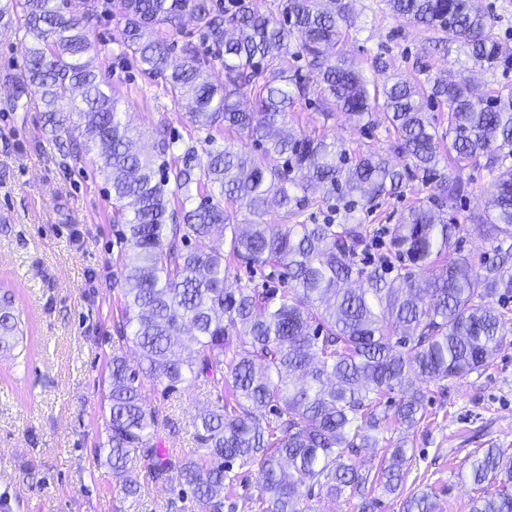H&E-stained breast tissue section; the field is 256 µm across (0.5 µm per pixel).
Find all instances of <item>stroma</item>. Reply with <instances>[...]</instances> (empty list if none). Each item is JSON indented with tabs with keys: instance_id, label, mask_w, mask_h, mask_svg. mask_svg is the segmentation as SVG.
<instances>
[{
	"instance_id": "35a3bbf8",
	"label": "stroma",
	"mask_w": 512,
	"mask_h": 512,
	"mask_svg": "<svg viewBox=\"0 0 512 512\" xmlns=\"http://www.w3.org/2000/svg\"><path fill=\"white\" fill-rule=\"evenodd\" d=\"M350 9L355 25L343 51L376 83L466 75L490 94L512 90V69L494 76L467 71L462 49L446 33L394 19L382 0H350ZM121 29L118 18L103 19L92 36V56L131 125L149 140L164 132L204 149L187 102L172 99L162 79L142 74L122 55ZM27 47L16 27L0 28V282L14 286L15 306L32 327L27 362L0 356V493H9L13 512H163L142 466L131 472L144 489L135 500L95 461L107 441L106 363L117 349L137 358L135 346L117 342L122 226L95 152L58 148L43 134L40 112L7 109L10 78L24 67ZM379 56L388 63L381 71ZM289 124L351 151L389 150L383 127L352 130L343 115L324 118L313 103H298ZM432 191L411 181L401 195L378 199L361 221L375 230L396 224L404 209ZM421 389L426 413L405 434V482L400 494L380 495L375 512H402L404 495L431 487L439 512H469L472 486L459 473L471 453L512 448V332L486 368L452 382L447 395L426 382ZM142 392L160 419L173 423L159 433L161 448L191 454L192 419L215 395L200 386L168 395L149 381Z\"/></svg>"
}]
</instances>
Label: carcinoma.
Returning a JSON list of instances; mask_svg holds the SVG:
<instances>
[{
	"mask_svg": "<svg viewBox=\"0 0 512 512\" xmlns=\"http://www.w3.org/2000/svg\"><path fill=\"white\" fill-rule=\"evenodd\" d=\"M399 20L435 27L484 71L512 67V50L495 18L472 0H385ZM278 14L256 0H7L0 25L20 21L31 39L26 65L12 78L9 107L43 112L51 141L79 137L99 148L112 188L121 240L123 315L118 340L140 349L137 365L120 352L109 367L106 464L125 495L141 464L164 495L165 512H224L251 469L262 475L257 512H311L312 492L357 500L375 512L380 488L398 491L410 457L384 437L392 425L424 419L421 378L445 391L455 379L487 366L504 343L512 311V92L490 97L462 77L454 81L400 78L382 87L350 58L326 49L348 36L354 18L346 0H280ZM123 22V54L160 74L172 98L192 100L191 126L206 133V159L196 146L167 135L141 152L119 100L104 89L93 59L91 30L105 17ZM194 19L204 53L154 39L155 26L179 28ZM224 65V84L208 80V59ZM307 74H290V60ZM254 87L255 106L238 98ZM315 100L323 115L342 112L360 130L384 125L398 168L379 152H355L326 136L285 128L299 100ZM448 105L439 130L425 103ZM232 129L260 147L256 158L213 132ZM180 154H175V151ZM482 169L491 178L483 211L463 226L444 217L469 194L470 181L439 169ZM421 173L433 195L408 207L387 228L397 263L367 272L356 266L368 227L356 217L380 198L404 191ZM180 206L174 223L171 202ZM325 204L336 217L300 221ZM289 224L264 217L272 206ZM254 220L243 226L239 216ZM485 237L494 258L475 270L461 254L460 233ZM229 241V250L220 243ZM270 269L284 288L225 287L233 263ZM362 280L356 290L340 284ZM26 348V320L15 312L13 288L0 285V348ZM167 391L197 383L217 403L192 419L197 450L185 458L161 454L156 410L142 395L143 379ZM397 391L399 402L384 404ZM385 442L377 465L352 462L360 448ZM476 497L470 512H512V448L475 450L466 473ZM494 486L493 492L487 485ZM437 494L415 493L403 512H436Z\"/></svg>",
	"mask_w": 512,
	"mask_h": 512,
	"instance_id": "cac0c4a2",
	"label": "carcinoma"
}]
</instances>
